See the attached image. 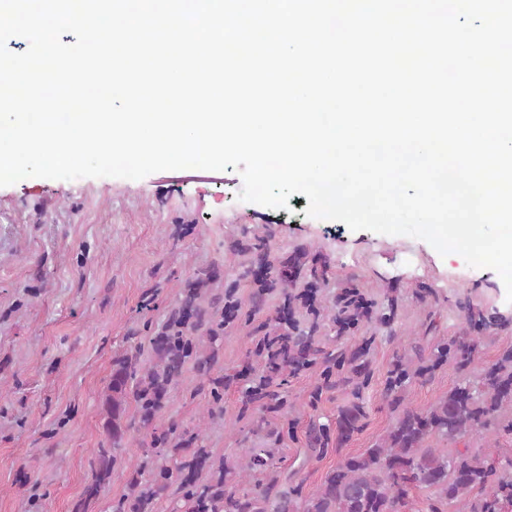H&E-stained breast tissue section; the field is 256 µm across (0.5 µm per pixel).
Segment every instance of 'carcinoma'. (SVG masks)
<instances>
[{
  "instance_id": "cac0c4a2",
  "label": "carcinoma",
  "mask_w": 512,
  "mask_h": 512,
  "mask_svg": "<svg viewBox=\"0 0 512 512\" xmlns=\"http://www.w3.org/2000/svg\"><path fill=\"white\" fill-rule=\"evenodd\" d=\"M242 253H252L268 267V274L253 281L250 297L251 313L261 310L265 295L275 288H294L304 281L303 291L288 294V315L276 318V324L286 325L272 336L266 332L250 351L266 361L268 371L256 374L243 385V410L253 407L286 414L288 404L280 398L277 377L283 370L292 373L322 365L320 382L312 392L317 402L323 386L334 385L351 389L354 397L368 387L372 380L366 358L370 341L354 348L338 346L327 350L318 345L314 335L317 325L309 330L299 328L294 318L301 308L318 318V296L325 287L329 265L309 247L300 246L280 256H270L265 244L236 242ZM237 284L227 285L224 293V312L217 318H205L207 299L204 281L186 282L180 307L172 314L164 334L153 339L155 362L142 375L127 357L117 359L107 384L106 411L112 447L96 451L97 469L75 504L74 512H85L87 503L96 498L110 482L112 468L122 452L126 428L122 425L128 401H134L140 411L143 426L153 425L159 417L164 400L182 373L187 360L195 361L199 373L207 376L217 362L215 350L205 348V342L222 335L242 317L239 301L234 296ZM472 327H506L512 319L497 311L492 313L470 302L460 304ZM398 310V297L388 299L387 311L379 313L363 300L358 286L349 282L336 297V335L357 336L365 325L375 321L386 327L393 324ZM478 343L457 338L440 339L429 348L417 341L409 343L402 353L394 356L384 383V395L396 412L387 433L373 447L358 456L346 458L329 474L309 497L301 498L299 489H276L277 477L269 470V448H244L235 465L214 459L206 448H196L198 436L172 437L164 431L156 441L168 445L163 451L144 459L150 476L147 488L133 492L123 503L124 512H150L152 500L180 481L188 486L183 504L175 512H399L405 505L406 486L417 484L431 488L435 500L427 512H444L448 503L460 505L458 512H498V505L512 503V471L497 469L495 461L469 448L452 453L424 444L432 437L456 442L472 434H481L495 423L512 431V347L504 349L498 358L484 366L479 376L465 378L448 394L425 408L405 403L408 387L417 379L438 368L461 359L469 362ZM366 417L364 406L352 402L338 411L336 422H313L307 430V446L319 456L326 454L331 432H336V444L350 439L362 430ZM262 471L266 482L247 499L236 496L229 481H244ZM478 489L481 497L469 498Z\"/></svg>"
}]
</instances>
